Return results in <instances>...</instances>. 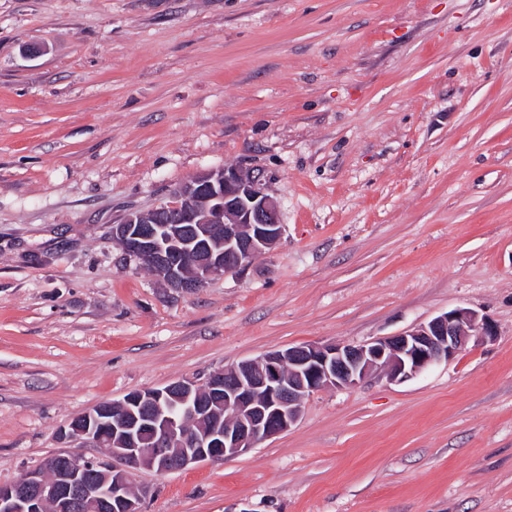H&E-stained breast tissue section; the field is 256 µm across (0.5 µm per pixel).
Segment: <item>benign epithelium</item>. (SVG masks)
I'll return each mask as SVG.
<instances>
[{"mask_svg": "<svg viewBox=\"0 0 512 512\" xmlns=\"http://www.w3.org/2000/svg\"><path fill=\"white\" fill-rule=\"evenodd\" d=\"M171 201L132 211L113 226L124 253L167 287L192 291L242 270L273 249L283 225L258 174L226 167L194 175ZM494 325L457 308L407 332L360 345L303 344L211 374L223 398L199 399L189 380L134 391L73 419L65 436L106 458L57 454L23 482L0 485V512H141L140 471L168 473L239 456L296 423L303 401L323 388L355 387L376 372L403 383L492 337Z\"/></svg>", "mask_w": 512, "mask_h": 512, "instance_id": "1", "label": "benign epithelium"}]
</instances>
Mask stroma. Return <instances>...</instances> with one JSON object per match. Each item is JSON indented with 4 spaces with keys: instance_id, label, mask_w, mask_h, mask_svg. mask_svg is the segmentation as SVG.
Returning <instances> with one entry per match:
<instances>
[{
    "instance_id": "35a3bbf8",
    "label": "stroma",
    "mask_w": 512,
    "mask_h": 512,
    "mask_svg": "<svg viewBox=\"0 0 512 512\" xmlns=\"http://www.w3.org/2000/svg\"><path fill=\"white\" fill-rule=\"evenodd\" d=\"M259 170L276 248L182 293L112 226ZM490 339L303 402L141 512H512V0H0V485L71 419L456 308Z\"/></svg>"
}]
</instances>
